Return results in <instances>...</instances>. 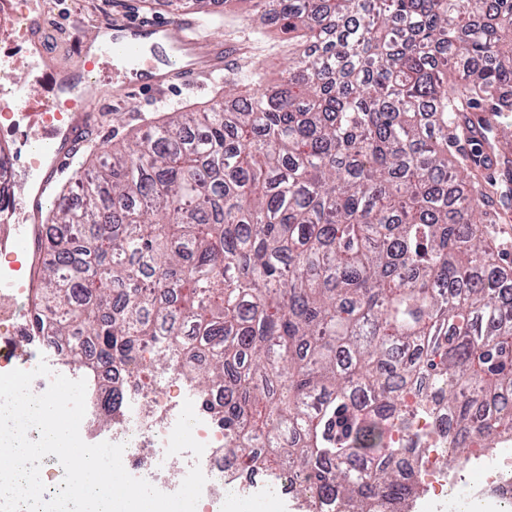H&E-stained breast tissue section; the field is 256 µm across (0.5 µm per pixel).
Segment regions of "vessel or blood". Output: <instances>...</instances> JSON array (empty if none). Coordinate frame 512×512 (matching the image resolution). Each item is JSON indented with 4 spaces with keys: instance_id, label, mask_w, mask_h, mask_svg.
<instances>
[{
    "instance_id": "obj_1",
    "label": "vessel or blood",
    "mask_w": 512,
    "mask_h": 512,
    "mask_svg": "<svg viewBox=\"0 0 512 512\" xmlns=\"http://www.w3.org/2000/svg\"><path fill=\"white\" fill-rule=\"evenodd\" d=\"M31 17L15 0H0V42H37L51 26L39 0ZM94 55H80L66 94L42 95L19 83L0 94L15 118L0 139V322L17 336L33 333L29 299L43 260L42 217L56 202L59 174L79 173L78 154L100 131V91L121 101L173 85L203 87L233 72L232 50L180 18L113 16L91 35Z\"/></svg>"
}]
</instances>
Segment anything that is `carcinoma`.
<instances>
[{
  "mask_svg": "<svg viewBox=\"0 0 512 512\" xmlns=\"http://www.w3.org/2000/svg\"><path fill=\"white\" fill-rule=\"evenodd\" d=\"M201 32L219 26L193 0ZM293 45L200 108L82 162L50 209L33 303L103 422L100 369L150 349L215 412L235 467L283 471L310 512H405L426 449L391 432L448 410V463L512 436V254L485 209L486 116L512 112V0H255Z\"/></svg>",
  "mask_w": 512,
  "mask_h": 512,
  "instance_id": "carcinoma-1",
  "label": "carcinoma"
}]
</instances>
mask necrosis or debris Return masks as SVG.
Segmentation results:
<instances>
[{
  "label": "necrosis or debris",
  "instance_id": "obj_1",
  "mask_svg": "<svg viewBox=\"0 0 512 512\" xmlns=\"http://www.w3.org/2000/svg\"><path fill=\"white\" fill-rule=\"evenodd\" d=\"M113 375L119 379L133 377L136 383L129 395L128 409L119 422L103 427L99 424L96 399L87 397L86 413L80 425L84 442L124 444L123 464L127 472L145 478L166 493L176 492L190 468L200 466L207 481L196 512H224L226 484L238 489L257 485L258 475L249 472L230 478L224 475V429L205 406L206 401L216 400V393L195 397L193 401L199 419L194 436L205 446L201 458H194L186 451L173 459L167 456L166 448L183 406L182 392L168 386L151 387L152 374L143 368L132 371L117 368ZM411 434L428 449L431 464L425 470L427 496L450 499L454 482L440 452L444 438L438 433L437 420L426 413L415 414ZM464 467L471 477L465 499L477 506L479 512H512V439L502 440L500 448L490 455L472 456Z\"/></svg>",
  "mask_w": 512,
  "mask_h": 512
}]
</instances>
